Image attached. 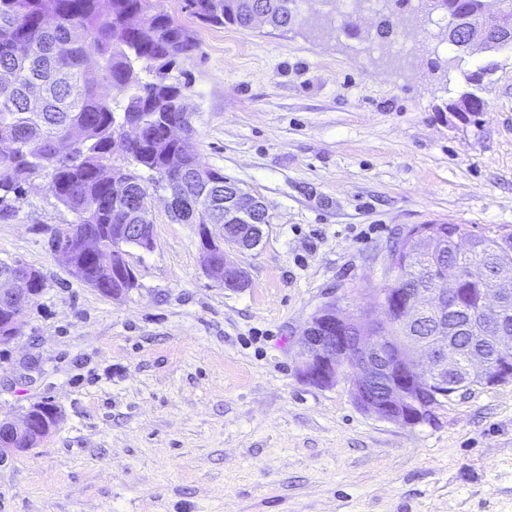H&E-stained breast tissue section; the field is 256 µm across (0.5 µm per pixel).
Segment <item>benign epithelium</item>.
Segmentation results:
<instances>
[{
    "label": "benign epithelium",
    "mask_w": 512,
    "mask_h": 512,
    "mask_svg": "<svg viewBox=\"0 0 512 512\" xmlns=\"http://www.w3.org/2000/svg\"><path fill=\"white\" fill-rule=\"evenodd\" d=\"M426 17L446 19L442 28L448 44L463 54L484 53L489 57L512 46V7L507 0H479L476 14L444 13L437 0H421ZM262 203L250 193L228 186L224 189L222 243L216 251H202L203 267L210 278L227 289L244 288L245 272L228 260L230 249L256 248L263 225L251 224ZM244 220L231 224L229 220ZM119 245L153 249V225L114 224ZM422 233L413 227L406 233L407 247L390 251V272H402ZM485 275L482 268H464L448 277V288L435 292L422 288L409 296L399 288L377 290L385 318L370 323L346 318L335 300L325 303L308 321L298 338L296 364L299 374L319 386H331L342 373L353 377L351 394L356 405L377 417L414 425L433 415L445 401L459 397L472 380L485 384L512 382V324L500 320L493 335H485L484 317L500 315L512 303V263L498 260L496 287L483 299L481 311L470 315L471 345L462 349L457 339L442 330L433 336L414 331L426 318L443 319L448 302H459V285ZM30 270L0 278V306L21 315L30 295ZM52 426L25 410L19 420L0 419V456L24 452L46 438Z\"/></svg>",
    "instance_id": "1"
}]
</instances>
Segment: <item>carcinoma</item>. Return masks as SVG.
Listing matches in <instances>:
<instances>
[{
    "mask_svg": "<svg viewBox=\"0 0 512 512\" xmlns=\"http://www.w3.org/2000/svg\"><path fill=\"white\" fill-rule=\"evenodd\" d=\"M299 0H186L199 20L209 24L250 26L258 6L288 31L296 22ZM439 7L473 13L478 0H440ZM143 12V0H0V69L14 80L0 83V140L13 142L10 153L0 152V219L14 215L11 199L25 185L44 178L47 190L77 216V221L54 232L52 250L79 281L105 296L122 292L126 280L79 246L92 236L104 255H112L114 224H150L149 189L169 191L178 186L180 203L172 219L201 224L202 215L224 221V174L198 155L184 153L169 136V127H182L192 137L190 116L182 107L189 83L173 75L177 61L199 50L192 32L159 12L142 22L153 30L143 40L132 20ZM98 66H85L88 57ZM128 90L116 112L104 87ZM184 157L188 168L202 166L207 178L173 177L171 157ZM130 182L138 198L134 205L112 198V177ZM492 251L486 240L458 254L447 244L442 254L422 261L412 258L406 287L422 288L461 266L488 265ZM485 280L465 286L463 297L473 311Z\"/></svg>",
    "mask_w": 512,
    "mask_h": 512,
    "instance_id": "obj_1",
    "label": "carcinoma"
}]
</instances>
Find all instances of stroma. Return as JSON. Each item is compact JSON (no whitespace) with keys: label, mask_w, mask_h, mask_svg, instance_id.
<instances>
[{"label":"stroma","mask_w":512,"mask_h":512,"mask_svg":"<svg viewBox=\"0 0 512 512\" xmlns=\"http://www.w3.org/2000/svg\"><path fill=\"white\" fill-rule=\"evenodd\" d=\"M299 7L284 33L144 3L200 42L177 64L191 150L269 214L260 245L230 254L247 288L207 276L198 225L173 221L161 191L155 248H128L137 286L117 298L55 260L51 235L76 216L45 180L0 220V260L46 283L0 343V415L61 412L0 458V512H512V382L405 425L362 411L347 376L308 382L295 357L329 300L380 317L375 290L408 228L512 229V50L470 86L484 55L457 57L424 16L394 14L389 49L358 0ZM469 89L484 110L447 111Z\"/></svg>","instance_id":"obj_1"}]
</instances>
